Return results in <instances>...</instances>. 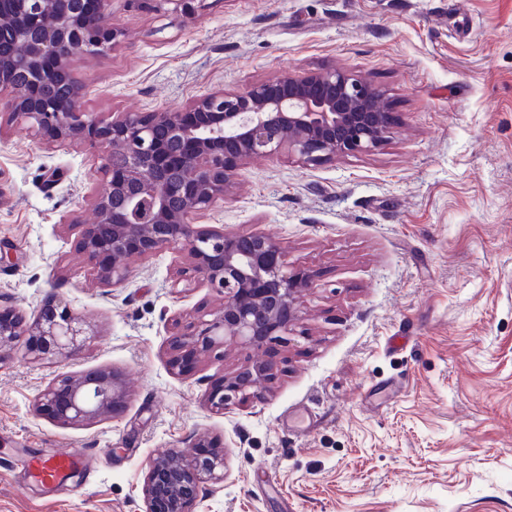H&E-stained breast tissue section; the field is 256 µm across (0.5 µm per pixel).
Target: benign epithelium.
Wrapping results in <instances>:
<instances>
[{
    "instance_id": "obj_1",
    "label": "benign epithelium",
    "mask_w": 512,
    "mask_h": 512,
    "mask_svg": "<svg viewBox=\"0 0 512 512\" xmlns=\"http://www.w3.org/2000/svg\"><path fill=\"white\" fill-rule=\"evenodd\" d=\"M107 0H0V92L8 107L47 142L84 143L101 151L105 188L93 197L96 220L80 225V248L108 287L130 277L128 260L176 250L222 304L168 339L171 369L183 354L204 357L234 345L253 357L224 376L209 397L224 404L273 377L268 343L300 318L298 297L314 272L288 267L279 243L258 234L226 235L196 224L233 187L245 162L283 145L307 164L369 151L387 137L394 115L383 91L340 70L290 73L240 91H218L183 110L121 113L110 121L81 112L86 88L70 73L72 59L116 43L103 21ZM24 73L27 80L17 82ZM50 87H68L59 100ZM27 337L35 359L79 356L90 325L62 302L45 305L31 322L0 308V351ZM124 380L114 370L66 375L48 385L36 408L63 425H90L123 407ZM206 454L167 450L152 458L144 478L143 512H196L209 482L224 480V450L204 437Z\"/></svg>"
}]
</instances>
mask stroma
I'll return each instance as SVG.
<instances>
[{
	"mask_svg": "<svg viewBox=\"0 0 512 512\" xmlns=\"http://www.w3.org/2000/svg\"><path fill=\"white\" fill-rule=\"evenodd\" d=\"M118 42L71 63L81 111L182 109L289 73L343 69L398 117L369 152L318 165L247 161L200 216L261 232L316 271L278 370L223 412L208 396L249 353L184 372L167 339L221 300L166 250L98 282L80 226L104 187L99 150L49 143L0 101V304L54 297L95 325L78 359L0 353V512H143L146 466L224 445L200 512H512V0H108ZM103 368L124 409L88 426L38 413L58 376ZM87 453L56 491L21 459Z\"/></svg>",
	"mask_w": 512,
	"mask_h": 512,
	"instance_id": "35a3bbf8",
	"label": "stroma"
}]
</instances>
